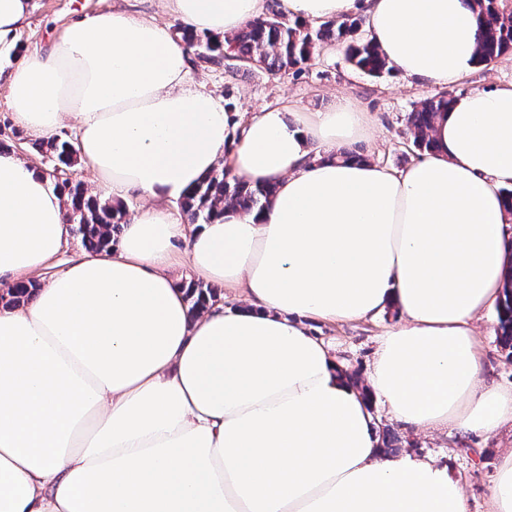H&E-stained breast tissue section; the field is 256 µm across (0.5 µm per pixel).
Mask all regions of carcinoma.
<instances>
[{
  "label": "carcinoma",
  "instance_id": "1",
  "mask_svg": "<svg viewBox=\"0 0 512 512\" xmlns=\"http://www.w3.org/2000/svg\"><path fill=\"white\" fill-rule=\"evenodd\" d=\"M479 7L477 54L480 62L488 64L512 53V5L509 0H476ZM360 20L346 17L317 25L290 21L276 7L248 22L237 33L220 38L207 32H196L186 26L176 34L186 44L192 61L197 64L222 66L228 58L237 66L228 67L235 75L241 68L260 67L270 72L288 71L309 63L315 52L341 41L348 42L347 61L355 68L375 77L391 71L372 40L359 34ZM453 101L451 94L424 98L408 113L407 123L412 131V151L418 155L433 149L430 130L438 114L447 111ZM37 151L51 162L46 175L54 186L67 195V222L81 237L90 252L110 249L119 239L121 224L126 216L125 205L109 201L87 192L84 184L72 177L75 173L77 149L67 136L57 135L37 145ZM272 184L257 186L233 174L228 164H220L195 187L179 199V207L189 224H207L224 213V206L246 211L262 210L275 195ZM191 310L201 311L219 295L196 281H182ZM39 283L20 282L11 286L10 302L25 303L34 296ZM499 339L512 349V272L504 288L498 309Z\"/></svg>",
  "mask_w": 512,
  "mask_h": 512
}]
</instances>
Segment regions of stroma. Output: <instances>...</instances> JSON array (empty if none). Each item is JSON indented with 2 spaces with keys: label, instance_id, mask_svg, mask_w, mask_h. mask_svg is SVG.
<instances>
[{
  "label": "stroma",
  "instance_id": "1",
  "mask_svg": "<svg viewBox=\"0 0 512 512\" xmlns=\"http://www.w3.org/2000/svg\"><path fill=\"white\" fill-rule=\"evenodd\" d=\"M116 7L138 17L151 18L175 29L180 21L168 13L162 0H32V12L22 29V51L47 49L51 37L64 25L84 13ZM190 84L204 87L218 97H230L236 111L289 101L299 111L325 110L338 95H346L370 116L366 138L350 148L363 157L398 173L412 164V133L407 115L433 89L404 79L398 72L373 77L354 68L346 59L344 46L319 49L302 69L271 73L259 67L230 76L223 68L190 64ZM512 83V54L478 66L459 84L462 92L488 90ZM398 314L389 308L371 320L352 323L306 320L312 334L322 338L342 363L347 374L365 380L377 348V338L397 325ZM497 317L489 315L478 324V338L486 357L487 381L512 383V356L496 338ZM377 426H389L400 437L399 451L416 457H430L448 467L468 499L470 512H490L487 489L494 478L501 456L512 450V430L505 428L490 435L459 436L456 433H424L389 416L385 407L374 404Z\"/></svg>",
  "mask_w": 512,
  "mask_h": 512
}]
</instances>
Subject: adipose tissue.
<instances>
[{"label":"adipose tissue","instance_id":"adipose-tissue-1","mask_svg":"<svg viewBox=\"0 0 512 512\" xmlns=\"http://www.w3.org/2000/svg\"><path fill=\"white\" fill-rule=\"evenodd\" d=\"M198 32L230 35L268 0H164ZM290 20L364 14L403 77L455 90L436 147L400 174L322 151L362 137L349 97L325 111L230 112L189 85L185 43L122 9L83 15L49 52L19 51L31 0H0V78L15 124L64 121L101 194L145 196L108 251L45 270L67 243L65 195L0 150V512H469L431 459L383 455L372 402L426 432L512 426V386L486 382L475 324L512 267V84L457 92L478 65L470 0H278ZM268 209L209 224L168 210L219 163ZM184 241L202 279L242 307L192 312L170 270ZM368 386L345 380L305 319L386 307Z\"/></svg>","mask_w":512,"mask_h":512}]
</instances>
